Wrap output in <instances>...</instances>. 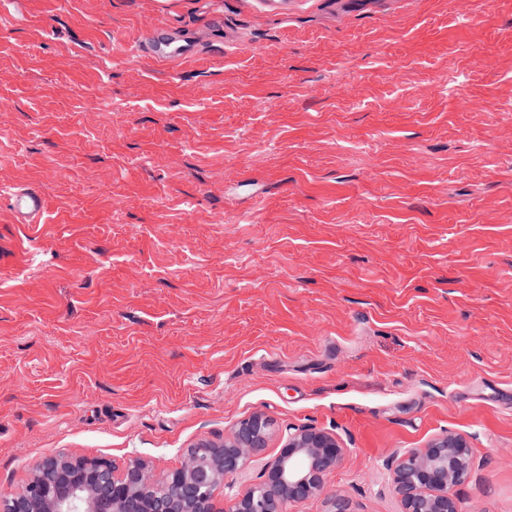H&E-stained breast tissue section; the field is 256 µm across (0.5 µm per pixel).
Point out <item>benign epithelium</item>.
<instances>
[{
  "mask_svg": "<svg viewBox=\"0 0 512 512\" xmlns=\"http://www.w3.org/2000/svg\"><path fill=\"white\" fill-rule=\"evenodd\" d=\"M275 434L281 449L265 464L262 480L217 507L219 493L234 485ZM345 453L331 433L306 425L276 433L271 421L255 412L224 442L196 446L161 480L140 459L119 470L103 459L46 458L22 490L0 494V512H285L289 503L320 497L325 477ZM470 470L466 439L448 432L422 449L405 451L392 483L403 512H459L453 489Z\"/></svg>",
  "mask_w": 512,
  "mask_h": 512,
  "instance_id": "7a95c632",
  "label": "benign epithelium"
}]
</instances>
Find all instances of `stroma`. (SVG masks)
Instances as JSON below:
<instances>
[{"label":"stroma","mask_w":512,"mask_h":512,"mask_svg":"<svg viewBox=\"0 0 512 512\" xmlns=\"http://www.w3.org/2000/svg\"><path fill=\"white\" fill-rule=\"evenodd\" d=\"M269 2L0 0V490L259 411L341 440L353 512L447 432L512 512V0ZM191 53L192 48L187 42L169 39L155 50L154 59L163 64H171L189 58ZM8 205L18 224H38L47 203L38 190L19 188L10 194Z\"/></svg>","instance_id":"1"}]
</instances>
